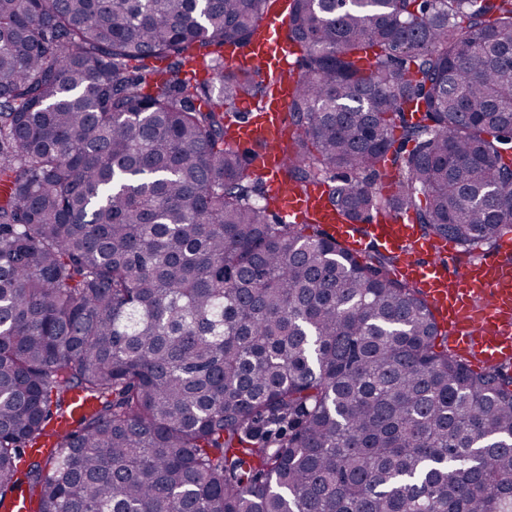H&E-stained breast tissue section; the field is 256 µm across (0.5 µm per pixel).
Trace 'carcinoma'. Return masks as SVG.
Here are the masks:
<instances>
[{"label": "carcinoma", "instance_id": "1", "mask_svg": "<svg viewBox=\"0 0 512 512\" xmlns=\"http://www.w3.org/2000/svg\"><path fill=\"white\" fill-rule=\"evenodd\" d=\"M274 3L0 0V500L512 512V376L436 350L390 256L274 220L226 146L228 110L293 79L296 187L478 257L512 222V0H290L296 72L211 57Z\"/></svg>", "mask_w": 512, "mask_h": 512}]
</instances>
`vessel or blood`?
Here are the masks:
<instances>
[{"label": "vessel or blood", "instance_id": "b4317fda", "mask_svg": "<svg viewBox=\"0 0 512 512\" xmlns=\"http://www.w3.org/2000/svg\"><path fill=\"white\" fill-rule=\"evenodd\" d=\"M286 21V15L270 13L259 35L242 50H228L227 58L264 75L295 70L297 48L278 37ZM294 88L291 80L278 83L262 108L246 107L232 139L238 147L259 145L253 172L269 183L280 217L322 225L354 253L365 251L372 243L379 245L394 256L395 276L423 289L438 325L453 334L458 355L476 358L485 370L511 363L512 227H505L498 239L499 259L470 264L460 278L452 280L439 260L450 250L447 239L426 237L410 219L389 216L364 226L346 223L328 205L326 186L314 185L302 191L286 178L279 145L288 133L286 107ZM431 253L436 256L432 262L427 259Z\"/></svg>", "mask_w": 512, "mask_h": 512}]
</instances>
